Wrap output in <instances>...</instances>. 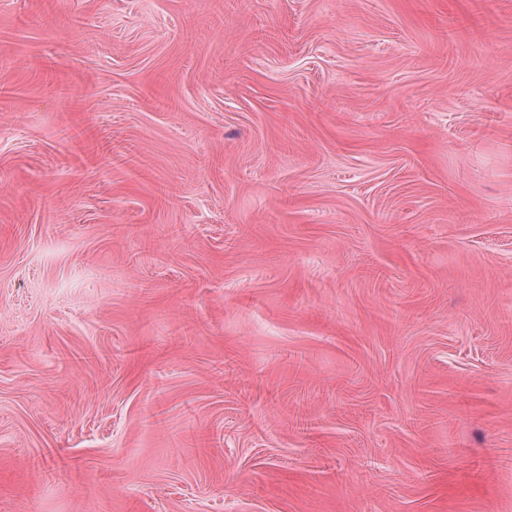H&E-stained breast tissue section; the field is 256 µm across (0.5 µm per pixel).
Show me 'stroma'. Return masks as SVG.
I'll use <instances>...</instances> for the list:
<instances>
[{"label":"stroma","mask_w":512,"mask_h":512,"mask_svg":"<svg viewBox=\"0 0 512 512\" xmlns=\"http://www.w3.org/2000/svg\"><path fill=\"white\" fill-rule=\"evenodd\" d=\"M0 512H512V0H0Z\"/></svg>","instance_id":"obj_1"}]
</instances>
